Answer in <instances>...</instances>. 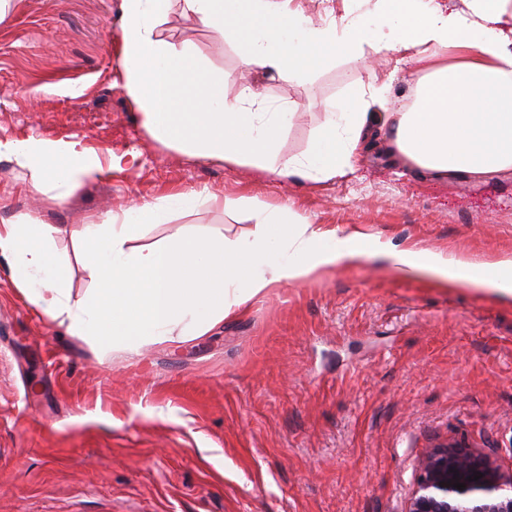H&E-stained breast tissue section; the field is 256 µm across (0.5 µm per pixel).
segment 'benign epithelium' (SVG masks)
Segmentation results:
<instances>
[{
    "instance_id": "obj_1",
    "label": "benign epithelium",
    "mask_w": 512,
    "mask_h": 512,
    "mask_svg": "<svg viewBox=\"0 0 512 512\" xmlns=\"http://www.w3.org/2000/svg\"><path fill=\"white\" fill-rule=\"evenodd\" d=\"M476 472L482 477L474 481ZM406 512H512V476L487 454L434 448L420 461Z\"/></svg>"
}]
</instances>
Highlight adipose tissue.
Segmentation results:
<instances>
[{
    "instance_id": "obj_1",
    "label": "adipose tissue",
    "mask_w": 512,
    "mask_h": 512,
    "mask_svg": "<svg viewBox=\"0 0 512 512\" xmlns=\"http://www.w3.org/2000/svg\"><path fill=\"white\" fill-rule=\"evenodd\" d=\"M468 2L463 11L454 0H376L366 16H340L330 6L316 19L299 0H121L123 88L155 140L200 159L323 183L353 173L354 156L377 127L387 134L388 153L422 174L494 182L512 173V0ZM175 4L219 32L240 67L262 78H308L341 57L386 51L416 64L414 98L392 112L371 111V104L387 103L391 87L371 78L327 104V119L304 154H281L290 106L270 107L253 86L227 97L222 72L193 47L163 37ZM2 156L26 172L30 189L61 204L105 173L95 154L36 137L0 141ZM211 199L202 190L171 194L163 204L131 202L71 231V258L57 248L59 227L18 214L0 224V259L37 312L104 355L181 345L274 286L376 257L439 288L512 297V259L478 264L399 250L361 233L338 236L290 208L256 202L249 234L174 233L138 245L143 226L167 223L169 207ZM75 261L92 282L81 294L70 286Z\"/></svg>"
}]
</instances>
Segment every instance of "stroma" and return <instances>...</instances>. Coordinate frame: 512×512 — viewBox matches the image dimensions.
<instances>
[{
  "label": "stroma",
  "instance_id": "1",
  "mask_svg": "<svg viewBox=\"0 0 512 512\" xmlns=\"http://www.w3.org/2000/svg\"><path fill=\"white\" fill-rule=\"evenodd\" d=\"M120 15V0H19L0 20V139L119 161L61 206L0 157V219L76 229L134 199L206 190L220 205L172 209L140 244L254 231L249 199L400 249L512 257L511 176L433 180L370 150L355 174L312 184L158 142L121 88ZM161 32L230 73L227 96L254 81L180 12ZM394 65L382 51L266 81L269 101L296 110L282 153L303 154L325 103ZM457 443L512 474V298L373 258L271 289L182 345L102 355L36 314L0 266V512H405L420 459Z\"/></svg>",
  "mask_w": 512,
  "mask_h": 512
}]
</instances>
